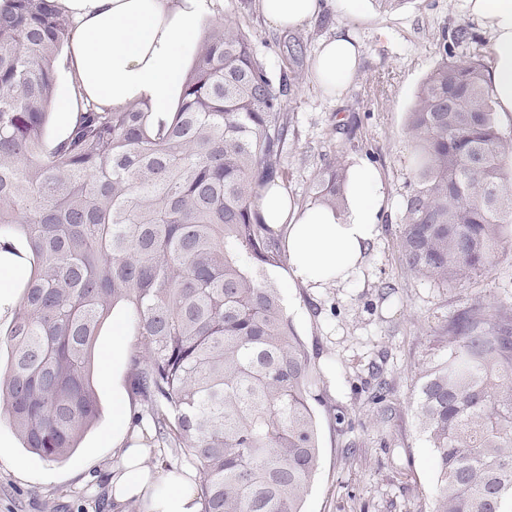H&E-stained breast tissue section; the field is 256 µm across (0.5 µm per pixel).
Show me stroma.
<instances>
[{
    "mask_svg": "<svg viewBox=\"0 0 512 512\" xmlns=\"http://www.w3.org/2000/svg\"><path fill=\"white\" fill-rule=\"evenodd\" d=\"M209 18L229 19L253 35L272 76L297 72L285 101L290 117L283 181L299 201L325 162L361 157L383 174L395 205L353 281L317 290L273 279L288 316L322 377L317 406L320 457L303 512H431L436 484L433 449L417 429L413 402L421 371L445 352L449 321L478 300L512 308V255L496 259L470 282L431 285L399 258L401 213L412 150L406 125L418 88L434 67L443 34L470 18L464 0H405L382 12L368 6L348 16L325 10L306 27L282 31L261 14L259 0H214ZM339 29L363 45L360 68L339 98L323 96L309 71L320 40ZM306 48L292 58L289 48ZM102 414L74 456L52 464L21 447L0 424V512H140L116 508L101 481L116 460L113 409L129 387L122 365H96ZM393 390V414L381 419L369 402L379 382ZM24 463L16 472L12 460Z\"/></svg>",
    "mask_w": 512,
    "mask_h": 512,
    "instance_id": "35a3bbf8",
    "label": "stroma"
}]
</instances>
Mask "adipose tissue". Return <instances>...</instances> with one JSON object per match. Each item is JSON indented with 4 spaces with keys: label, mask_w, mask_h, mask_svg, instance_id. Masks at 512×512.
<instances>
[{
    "label": "adipose tissue",
    "mask_w": 512,
    "mask_h": 512,
    "mask_svg": "<svg viewBox=\"0 0 512 512\" xmlns=\"http://www.w3.org/2000/svg\"><path fill=\"white\" fill-rule=\"evenodd\" d=\"M365 0H260L267 21L295 30L325 7L358 14ZM73 21L66 48L72 95L59 106L60 122L69 125L76 100L117 110L146 99L157 115L171 111L181 93L185 63L193 57L209 0H57ZM466 9L489 41L485 74L502 125L512 124V0H465ZM361 46L351 32L323 38L310 64L323 95L336 98L358 72ZM345 203L334 209L320 202H296L281 182L261 192L257 211L263 223L283 230L290 282L306 288L348 284L379 234L392 202L384 179L367 160L347 172ZM118 461L109 470L108 496L117 505L140 503L143 512H200L196 476L149 466L144 438H112Z\"/></svg>",
    "instance_id": "ef3b65f1"
}]
</instances>
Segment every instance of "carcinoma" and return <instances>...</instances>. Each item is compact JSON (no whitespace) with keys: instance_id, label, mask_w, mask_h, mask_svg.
Returning <instances> with one entry per match:
<instances>
[{"instance_id":"obj_1","label":"carcinoma","mask_w":512,"mask_h":512,"mask_svg":"<svg viewBox=\"0 0 512 512\" xmlns=\"http://www.w3.org/2000/svg\"><path fill=\"white\" fill-rule=\"evenodd\" d=\"M0 11V261L29 268L10 314L0 422L49 463L70 460L101 416L92 381L117 310L137 336L130 386L154 439L200 473L202 512H301L319 459L321 376L272 280L288 261L257 219L282 176L287 73L274 82L251 35L209 20L174 111L78 103L49 134L72 30L53 0ZM442 35L408 115L412 179L399 252L436 285L463 284L512 251V135L485 66ZM326 163L314 198L341 202ZM433 448L431 512H512V309L476 301L419 378Z\"/></svg>"}]
</instances>
